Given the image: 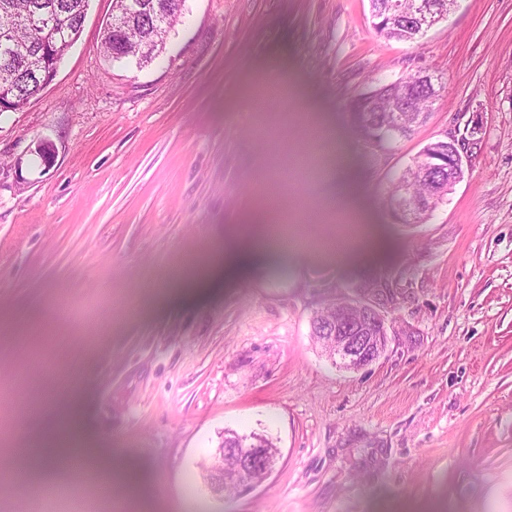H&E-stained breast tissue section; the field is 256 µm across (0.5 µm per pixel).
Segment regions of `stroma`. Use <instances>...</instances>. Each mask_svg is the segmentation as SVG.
Returning <instances> with one entry per match:
<instances>
[{
    "label": "stroma",
    "mask_w": 512,
    "mask_h": 512,
    "mask_svg": "<svg viewBox=\"0 0 512 512\" xmlns=\"http://www.w3.org/2000/svg\"><path fill=\"white\" fill-rule=\"evenodd\" d=\"M112 5L90 0L53 81L0 112V462L65 435L76 396L112 459L104 512H512V0H459L413 44L368 0H185L143 68L99 52ZM421 71L443 78L426 124L368 147L351 102ZM477 122L447 201L396 223L392 181ZM259 218L293 260L175 292ZM378 278L396 334L351 372L311 318ZM228 428L279 455L217 496L202 466Z\"/></svg>",
    "instance_id": "1"
}]
</instances>
